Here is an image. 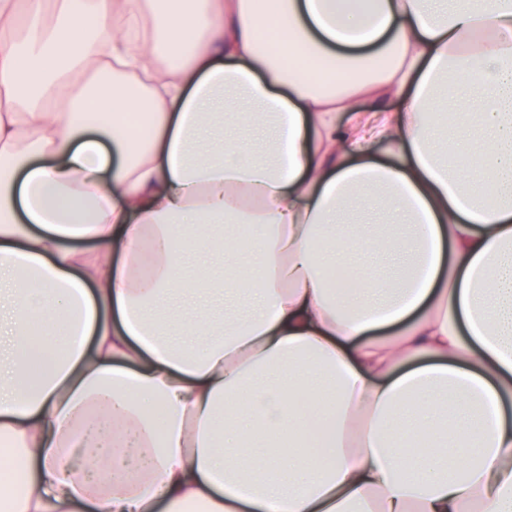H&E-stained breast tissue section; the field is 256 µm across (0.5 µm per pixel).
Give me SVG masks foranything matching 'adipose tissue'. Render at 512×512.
Returning a JSON list of instances; mask_svg holds the SVG:
<instances>
[{
    "label": "adipose tissue",
    "mask_w": 512,
    "mask_h": 512,
    "mask_svg": "<svg viewBox=\"0 0 512 512\" xmlns=\"http://www.w3.org/2000/svg\"><path fill=\"white\" fill-rule=\"evenodd\" d=\"M0 288L9 512H512V0H0Z\"/></svg>",
    "instance_id": "adipose-tissue-1"
}]
</instances>
